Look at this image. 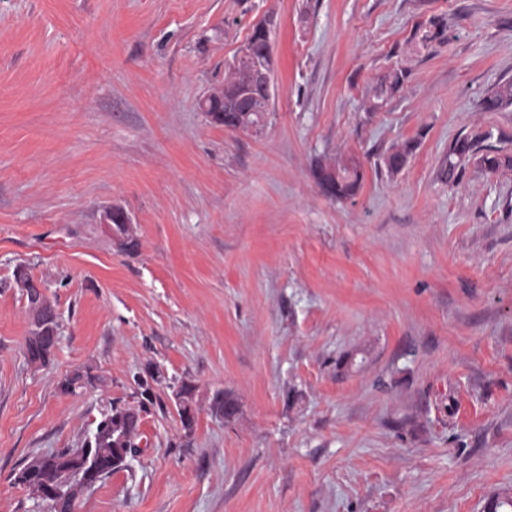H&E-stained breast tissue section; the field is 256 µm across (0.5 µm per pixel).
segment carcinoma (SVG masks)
Listing matches in <instances>:
<instances>
[{
	"mask_svg": "<svg viewBox=\"0 0 512 512\" xmlns=\"http://www.w3.org/2000/svg\"><path fill=\"white\" fill-rule=\"evenodd\" d=\"M269 31L263 24L257 25L243 49V54L248 61H239L231 80L224 84L222 100L211 102L208 114L213 120L224 124L227 128H240L258 123L260 114L269 110L270 102L266 100L262 90L254 83L253 72L256 67H263L269 63L270 53ZM405 77V71L396 69L389 73L374 90L373 108L383 104L389 93L394 91ZM512 106V81L500 84L483 101V108L487 111H497ZM479 139L462 137L452 144L448 160V181L458 180L459 169L474 157L477 153ZM412 146L405 144L392 148L385 156L384 162L391 172L399 171L406 163ZM478 163L488 173H496L503 167L512 168L511 157L485 154L478 159ZM320 185L325 192L336 199L346 198L352 195L358 184L360 174L357 167L325 168L318 166L315 171ZM112 226L121 239L119 248L124 251H134L138 247L137 240L129 232V227L124 223L123 212L116 210L112 213ZM27 309L30 317V329L25 340L27 361L31 365L45 366L56 345L52 343L53 333L57 329L55 320V306L47 295L43 294L37 300H27ZM193 390L195 387L189 383L180 385L177 397L180 403L176 404L181 424L189 429L193 423L186 421L195 407ZM146 412L144 405L138 406H111L96 424L93 433L86 437L82 446L95 449L98 460V468L101 477L105 478L116 472L112 464V421H117L122 434L125 437V447L130 454H135L138 442L143 439L141 432L142 413ZM76 449L65 448L58 452L57 466L45 471L44 477L49 481H55L60 472L75 469L82 461L75 455ZM85 486L74 481L66 488L65 499L54 504L53 512H73L76 498Z\"/></svg>",
	"mask_w": 512,
	"mask_h": 512,
	"instance_id": "1",
	"label": "carcinoma"
}]
</instances>
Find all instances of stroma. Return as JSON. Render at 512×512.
Returning <instances> with one entry per match:
<instances>
[{
	"label": "stroma",
	"instance_id": "obj_1",
	"mask_svg": "<svg viewBox=\"0 0 512 512\" xmlns=\"http://www.w3.org/2000/svg\"><path fill=\"white\" fill-rule=\"evenodd\" d=\"M266 20L275 98L224 127L199 101ZM508 80L512 0H0V512H49L21 468L140 403L139 452L77 512L512 496V169L445 176L464 136L512 157V106L482 108ZM339 163L361 177L337 200L314 169ZM20 271L61 315L44 367ZM76 371L95 384L62 392ZM193 390H195V387L193 385L189 383H183L182 385H180V388L176 391L177 397L180 398L181 402L178 403L175 401V405L177 407L181 424L185 429H190L194 423H187L186 421V416H189L191 411L195 413Z\"/></svg>",
	"mask_w": 512,
	"mask_h": 512
}]
</instances>
